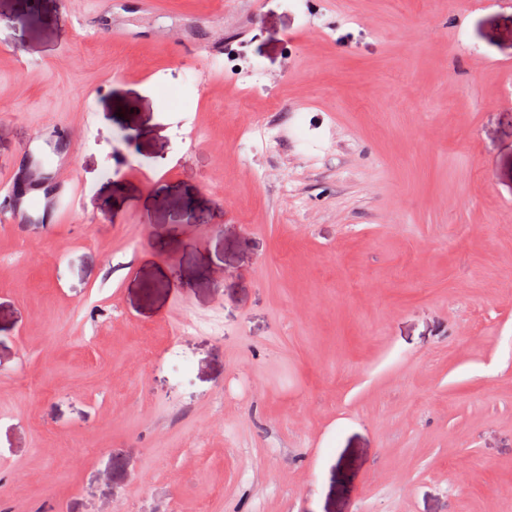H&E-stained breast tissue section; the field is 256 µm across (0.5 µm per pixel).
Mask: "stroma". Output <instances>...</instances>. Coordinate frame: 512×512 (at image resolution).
<instances>
[{
  "instance_id": "stroma-1",
  "label": "stroma",
  "mask_w": 512,
  "mask_h": 512,
  "mask_svg": "<svg viewBox=\"0 0 512 512\" xmlns=\"http://www.w3.org/2000/svg\"><path fill=\"white\" fill-rule=\"evenodd\" d=\"M29 154L7 512L512 504V0H0ZM25 174L22 177L23 187L38 186L45 190L46 195L51 196L56 189L51 184L50 174L45 171L38 163L28 160L24 165Z\"/></svg>"
}]
</instances>
